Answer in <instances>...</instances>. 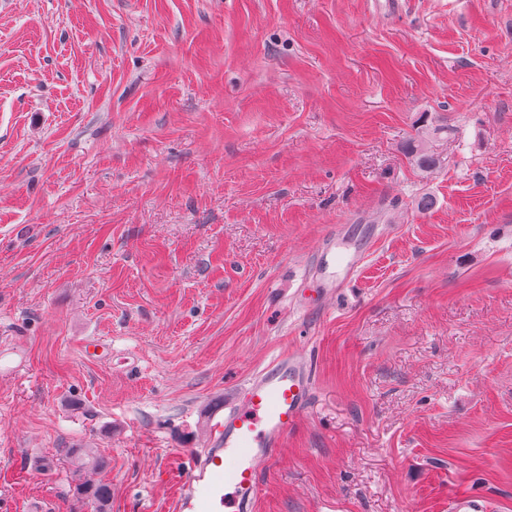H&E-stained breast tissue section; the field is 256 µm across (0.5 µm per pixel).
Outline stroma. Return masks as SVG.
<instances>
[{"mask_svg":"<svg viewBox=\"0 0 512 512\" xmlns=\"http://www.w3.org/2000/svg\"><path fill=\"white\" fill-rule=\"evenodd\" d=\"M288 352L254 512H512V0H0V512H71L77 442L176 512ZM406 149L416 165L424 171H431L440 164L439 158L427 147L424 135L411 140Z\"/></svg>","mask_w":512,"mask_h":512,"instance_id":"obj_1","label":"stroma"}]
</instances>
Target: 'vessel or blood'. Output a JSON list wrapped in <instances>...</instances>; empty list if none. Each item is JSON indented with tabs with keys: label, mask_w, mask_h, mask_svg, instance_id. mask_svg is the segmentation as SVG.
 Wrapping results in <instances>:
<instances>
[{
	"label": "vessel or blood",
	"mask_w": 512,
	"mask_h": 512,
	"mask_svg": "<svg viewBox=\"0 0 512 512\" xmlns=\"http://www.w3.org/2000/svg\"><path fill=\"white\" fill-rule=\"evenodd\" d=\"M310 396V376L291 354L251 378L240 404L211 421L207 448L179 483L177 512H252L262 493L260 468L274 461Z\"/></svg>",
	"instance_id": "obj_1"
}]
</instances>
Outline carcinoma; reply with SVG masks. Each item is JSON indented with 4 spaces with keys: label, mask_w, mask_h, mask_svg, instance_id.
Segmentation results:
<instances>
[{
    "label": "carcinoma",
    "mask_w": 512,
    "mask_h": 512,
    "mask_svg": "<svg viewBox=\"0 0 512 512\" xmlns=\"http://www.w3.org/2000/svg\"><path fill=\"white\" fill-rule=\"evenodd\" d=\"M407 153L424 171H431L440 164L439 158L429 150L422 135L407 144ZM57 455L58 458L48 460L47 467H55L64 461L74 466L77 472V478L71 483L74 507L82 509L89 506L93 512H107L112 499V487L103 479L91 477V474L100 473L106 468V459L95 449L85 448L81 444L61 448Z\"/></svg>",
    "instance_id": "obj_1"
}]
</instances>
